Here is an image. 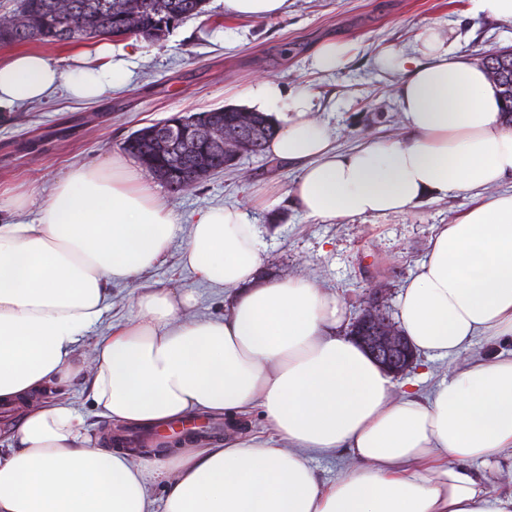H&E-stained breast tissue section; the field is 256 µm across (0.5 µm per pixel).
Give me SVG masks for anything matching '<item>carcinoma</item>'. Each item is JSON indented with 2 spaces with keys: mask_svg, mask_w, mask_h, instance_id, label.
Here are the masks:
<instances>
[{
  "mask_svg": "<svg viewBox=\"0 0 512 512\" xmlns=\"http://www.w3.org/2000/svg\"><path fill=\"white\" fill-rule=\"evenodd\" d=\"M206 0H20V24L0 33V40L24 43L31 40L70 44L91 38L124 39L150 30L164 18L177 21L204 12ZM210 125L227 140L243 143L245 152L257 154L274 135L269 118L259 112L217 108L207 112ZM143 170L176 171L165 181L175 191L188 181H202L196 169L167 145L142 137L125 147Z\"/></svg>",
  "mask_w": 512,
  "mask_h": 512,
  "instance_id": "cac0c4a2",
  "label": "carcinoma"
}]
</instances>
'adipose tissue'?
Instances as JSON below:
<instances>
[{"label":"adipose tissue","instance_id":"adipose-tissue-1","mask_svg":"<svg viewBox=\"0 0 512 512\" xmlns=\"http://www.w3.org/2000/svg\"><path fill=\"white\" fill-rule=\"evenodd\" d=\"M434 27L416 55L386 53L407 134L338 151L303 96L269 79L242 92L273 115L267 150L296 164L289 193L333 220L405 213L427 195L468 205L436 227L399 298L413 348L458 356L476 337L499 344L424 394L391 376L342 333L339 297L308 276L262 280V236L247 213L214 205L182 230L144 174L122 160L72 167L45 198L0 208V512H512V128L486 71ZM95 66L61 69L33 51L0 59V126L64 90L95 102L131 77L112 42ZM37 205L38 219L17 213ZM182 239V265L222 293L224 315H194L179 288L137 294V315L98 333L111 286L138 278ZM89 353L79 351L88 334ZM83 384L99 417L151 426L196 414L229 424L252 409L262 434L132 460L99 447L82 415L50 388ZM345 450L322 482L308 460ZM480 463L483 474L468 470ZM166 487L163 499L150 493Z\"/></svg>","mask_w":512,"mask_h":512}]
</instances>
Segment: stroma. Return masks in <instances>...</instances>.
Segmentation results:
<instances>
[{
  "label": "stroma",
  "mask_w": 512,
  "mask_h": 512,
  "mask_svg": "<svg viewBox=\"0 0 512 512\" xmlns=\"http://www.w3.org/2000/svg\"><path fill=\"white\" fill-rule=\"evenodd\" d=\"M429 25L452 30L455 50L477 65L488 54L512 49V22L472 16L467 0H288L284 15L262 21L226 13L224 0H207L203 14L163 39L124 40L133 73L127 88L91 103L58 93L20 107L14 123L0 127V195L45 196L72 166L123 156L126 138L146 125L187 112L242 107L239 91L260 77L274 79L284 92L312 96L314 116L332 130L339 150L395 137L404 130L396 95L404 75L378 68L376 58L387 50L412 52ZM325 38L351 46L330 74L311 64L313 48ZM295 177L294 165L262 153L240 158L189 191H172L157 180L150 186L185 225L208 206H240L263 231L266 276L310 274L320 288L342 298L351 320L378 294L385 315L397 320L401 289L424 259L435 226L454 223L464 198L427 197L404 214L322 221L286 196ZM180 250L173 243L161 264L113 286L106 322L134 317V298L142 289L170 286L197 292L196 314L222 313L223 295L181 266ZM59 391L104 446L118 435L146 433L97 418L80 385Z\"/></svg>",
  "instance_id": "stroma-1"
}]
</instances>
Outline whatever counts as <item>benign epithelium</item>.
<instances>
[{"mask_svg": "<svg viewBox=\"0 0 512 512\" xmlns=\"http://www.w3.org/2000/svg\"><path fill=\"white\" fill-rule=\"evenodd\" d=\"M151 134L173 147L179 144L194 147L202 139L206 141L207 148L203 151L193 150V156L200 164V174L205 177L224 168L227 148L212 133L204 115L179 116L153 128ZM353 334L373 358L393 375H402L413 366L416 354L407 337L382 313L378 301L374 300L363 308L354 322Z\"/></svg>", "mask_w": 512, "mask_h": 512, "instance_id": "obj_1", "label": "benign epithelium"}]
</instances>
